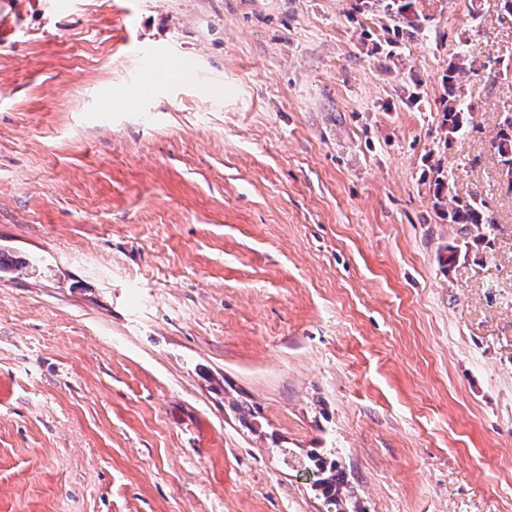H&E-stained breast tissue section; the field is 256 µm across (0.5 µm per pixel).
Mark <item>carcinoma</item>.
I'll list each match as a JSON object with an SVG mask.
<instances>
[{
  "label": "carcinoma",
  "mask_w": 512,
  "mask_h": 512,
  "mask_svg": "<svg viewBox=\"0 0 512 512\" xmlns=\"http://www.w3.org/2000/svg\"><path fill=\"white\" fill-rule=\"evenodd\" d=\"M464 63L465 58L458 57L448 68V75L445 78L441 136L438 141V144L445 148L448 147L450 138L463 132L470 125V110L463 103L464 95L458 82L459 75L464 70ZM497 128L491 147L496 157L498 175L512 190V105L503 106ZM434 170L437 190L433 206L448 223L459 226V235L448 244V261L466 260L471 244L491 246V236L497 226L496 219L486 201L480 196L463 199L454 194L445 182L447 175L441 165H435ZM317 473L321 474V478L316 480V486L320 489L326 505H339L342 496L346 494L340 464L335 460L329 463L323 461L317 466Z\"/></svg>",
  "instance_id": "cac0c4a2"
}]
</instances>
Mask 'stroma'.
I'll use <instances>...</instances> for the list:
<instances>
[{
  "mask_svg": "<svg viewBox=\"0 0 512 512\" xmlns=\"http://www.w3.org/2000/svg\"><path fill=\"white\" fill-rule=\"evenodd\" d=\"M405 2L0 0V512H512V17ZM465 58L458 56L448 68L445 78V95L443 101V116L440 124L441 136L438 146L448 147V140L467 129L471 123L470 110L462 102L464 95L457 80L464 67ZM498 131L491 143L496 157L498 175L512 192V105H503L497 124ZM437 190L434 194L433 206L442 219L448 218V223L460 226L459 235L448 244V261L455 262L467 259L472 243L491 246L492 233L497 226L496 219L488 204L479 195L467 199L460 198L448 187L447 175L438 162L434 166ZM318 459L321 460V463L317 466V473L323 475L328 472V475L317 479L315 484L320 489L326 505L336 507L339 502L343 501L342 496L346 495L340 464L333 460L327 466L325 461L321 458Z\"/></svg>",
  "mask_w": 512,
  "mask_h": 512,
  "instance_id": "obj_1",
  "label": "stroma"
}]
</instances>
